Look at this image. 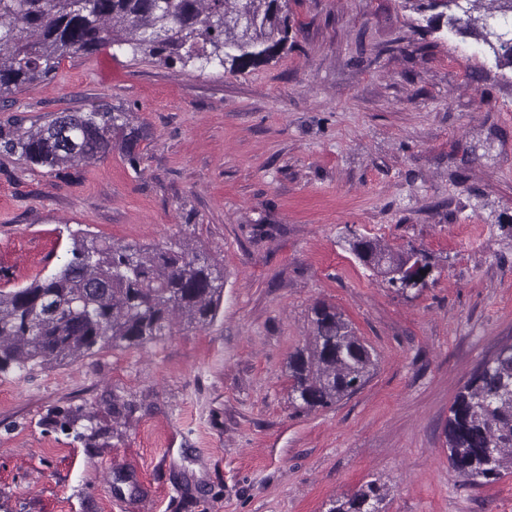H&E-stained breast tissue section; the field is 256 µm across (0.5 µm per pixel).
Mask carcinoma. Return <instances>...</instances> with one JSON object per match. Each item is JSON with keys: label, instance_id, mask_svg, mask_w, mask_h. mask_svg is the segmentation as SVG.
Wrapping results in <instances>:
<instances>
[{"label": "carcinoma", "instance_id": "1", "mask_svg": "<svg viewBox=\"0 0 512 512\" xmlns=\"http://www.w3.org/2000/svg\"><path fill=\"white\" fill-rule=\"evenodd\" d=\"M418 0L427 18L452 27L481 22V37L512 62V0ZM288 0H0V97L55 73L63 60L108 45L135 57L231 72L263 63L288 42ZM250 24L242 27L240 18ZM119 135L129 161L139 163V129L124 112L93 108L59 112L35 130L19 119L0 125V152L51 170L95 162ZM364 266L392 288L425 255L393 252L373 239L349 243ZM69 259L56 272L22 288L0 289V371H20L76 359L105 347L127 348L170 335L174 321L203 328L224 298V266L181 240L141 246L108 243L86 230L71 234ZM314 335L288 358L289 396L303 410L327 408L360 389L376 368L373 349L343 314L313 307ZM445 429L448 462L463 482L477 485L512 469V344L483 361L459 389ZM382 487L369 481L326 512H383Z\"/></svg>", "mask_w": 512, "mask_h": 512}]
</instances>
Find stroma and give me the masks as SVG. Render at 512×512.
Returning <instances> with one entry per match:
<instances>
[{
	"label": "stroma",
	"mask_w": 512,
	"mask_h": 512,
	"mask_svg": "<svg viewBox=\"0 0 512 512\" xmlns=\"http://www.w3.org/2000/svg\"><path fill=\"white\" fill-rule=\"evenodd\" d=\"M289 8L287 50L244 71L108 46L0 106L36 127L103 105L141 134L134 166L118 147L52 172L0 154V289L62 265L77 229L190 240L225 280L205 328L0 373V512H325L371 480L385 512H512V470L460 482L444 433L512 343V65L403 0ZM356 235L426 254V286L388 288ZM318 303L378 364L304 411L286 362ZM68 408L95 440L52 423Z\"/></svg>",
	"instance_id": "obj_1"
}]
</instances>
